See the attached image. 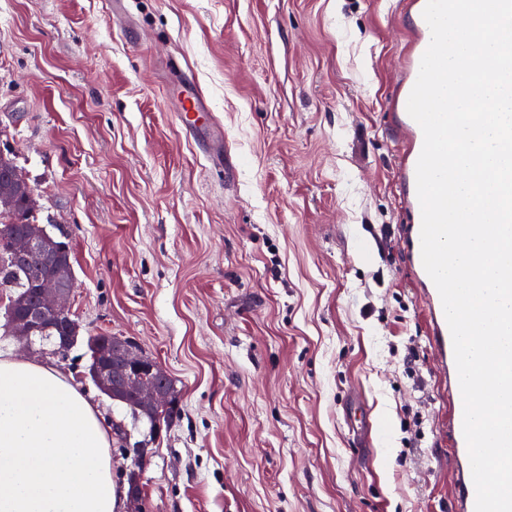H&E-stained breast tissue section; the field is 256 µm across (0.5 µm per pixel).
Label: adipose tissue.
Returning a JSON list of instances; mask_svg holds the SVG:
<instances>
[{
	"mask_svg": "<svg viewBox=\"0 0 512 512\" xmlns=\"http://www.w3.org/2000/svg\"><path fill=\"white\" fill-rule=\"evenodd\" d=\"M110 448L70 376L0 354V512H118Z\"/></svg>",
	"mask_w": 512,
	"mask_h": 512,
	"instance_id": "adipose-tissue-1",
	"label": "adipose tissue"
}]
</instances>
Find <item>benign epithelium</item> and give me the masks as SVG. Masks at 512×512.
I'll list each match as a JSON object with an SVG mask.
<instances>
[{
  "instance_id": "benign-epithelium-1",
  "label": "benign epithelium",
  "mask_w": 512,
  "mask_h": 512,
  "mask_svg": "<svg viewBox=\"0 0 512 512\" xmlns=\"http://www.w3.org/2000/svg\"><path fill=\"white\" fill-rule=\"evenodd\" d=\"M0 165L6 168V173L0 176V209L13 210L27 180L2 154ZM65 248L67 244L55 240L42 226L30 224L25 233L10 240L0 253L13 261L44 260ZM66 278L67 272L60 271L42 281L34 302L27 305L26 315L12 323L10 331L13 335L28 341L47 321L58 320L64 325L62 339L66 342L74 339L80 325L70 310L72 286L66 284ZM160 370L155 360L138 352L129 342L120 340L114 345L107 343L94 348L90 377L105 394L131 402L136 410L155 421V429L159 431L162 424L156 420V405L169 398V393L157 383ZM145 453L146 449H138V455L131 461L127 512H145L141 473L137 469Z\"/></svg>"
}]
</instances>
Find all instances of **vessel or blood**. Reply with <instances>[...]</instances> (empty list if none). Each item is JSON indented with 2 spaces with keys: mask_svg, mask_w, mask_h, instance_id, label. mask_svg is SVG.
<instances>
[{
  "mask_svg": "<svg viewBox=\"0 0 512 512\" xmlns=\"http://www.w3.org/2000/svg\"><path fill=\"white\" fill-rule=\"evenodd\" d=\"M426 0H406V46L404 64L395 88L387 99V122L402 142L396 163V184L399 192L403 224L400 245L405 255L420 298L429 319L432 341L437 355L434 364L457 380L454 349L439 292L427 274L421 256V207L416 188V165L422 151L424 137L421 127L407 112V100L417 80L421 58L430 39V29L422 17ZM176 118L182 129L192 133L197 129L199 117L209 112L210 106L196 88H182L177 92ZM463 401L461 393H454L450 407L449 432L453 441L451 468L454 475V512H475L476 492L471 465L463 435Z\"/></svg>",
  "mask_w": 512,
  "mask_h": 512,
  "instance_id": "1",
  "label": "vessel or blood"
}]
</instances>
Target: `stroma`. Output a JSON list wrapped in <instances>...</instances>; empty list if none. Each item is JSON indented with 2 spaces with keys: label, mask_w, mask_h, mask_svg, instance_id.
<instances>
[{
  "label": "stroma",
  "mask_w": 512,
  "mask_h": 512,
  "mask_svg": "<svg viewBox=\"0 0 512 512\" xmlns=\"http://www.w3.org/2000/svg\"><path fill=\"white\" fill-rule=\"evenodd\" d=\"M0 0V153L72 250L71 375L146 441L147 512H451L448 382L399 250L401 0ZM190 77L224 164L179 126ZM174 383L157 435L85 337ZM414 347L419 361L407 374Z\"/></svg>",
  "instance_id": "1"
}]
</instances>
